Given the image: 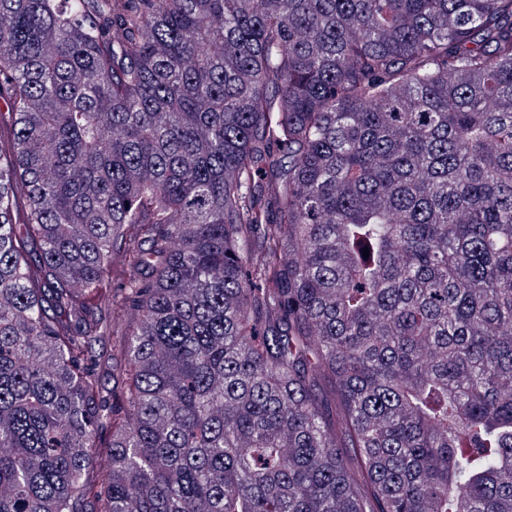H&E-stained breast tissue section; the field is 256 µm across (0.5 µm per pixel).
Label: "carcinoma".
Returning <instances> with one entry per match:
<instances>
[{
	"label": "carcinoma",
	"mask_w": 512,
	"mask_h": 512,
	"mask_svg": "<svg viewBox=\"0 0 512 512\" xmlns=\"http://www.w3.org/2000/svg\"><path fill=\"white\" fill-rule=\"evenodd\" d=\"M0 101V512H512V0H0Z\"/></svg>",
	"instance_id": "obj_1"
}]
</instances>
